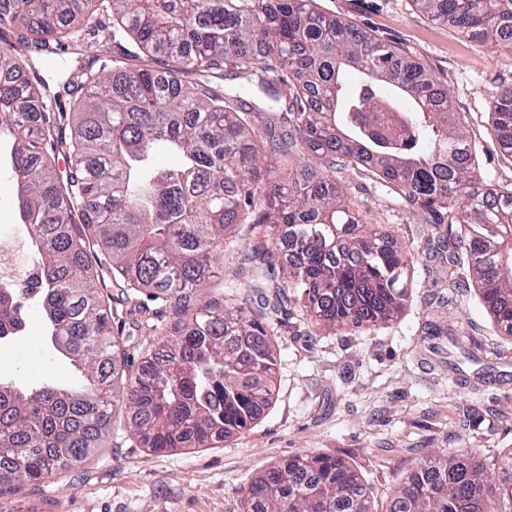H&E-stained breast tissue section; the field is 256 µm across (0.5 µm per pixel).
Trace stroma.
Masks as SVG:
<instances>
[{
    "instance_id": "1",
    "label": "stroma",
    "mask_w": 512,
    "mask_h": 512,
    "mask_svg": "<svg viewBox=\"0 0 512 512\" xmlns=\"http://www.w3.org/2000/svg\"><path fill=\"white\" fill-rule=\"evenodd\" d=\"M366 34L397 43L448 90L478 148L484 180L512 184V164L491 138L490 102L512 90V53L420 15L412 0H318ZM365 222L395 230L416 258L413 298L392 323L320 331L294 317L282 326L271 408L243 434L211 448L154 452L122 430L95 456L45 483L0 497V512H246L253 476L289 457L328 454L360 471L384 502L426 454L480 449L492 461L512 449V343L495 333L475 288H458L445 261L430 259L425 215L410 212L352 172L337 173ZM13 180L0 172V236L32 257L11 206ZM463 330L467 346L435 355L428 329ZM0 376L32 384L78 382L69 362L31 329L0 345Z\"/></svg>"
}]
</instances>
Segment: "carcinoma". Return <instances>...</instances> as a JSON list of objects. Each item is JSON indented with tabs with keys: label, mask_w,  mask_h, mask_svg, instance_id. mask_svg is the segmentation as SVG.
I'll use <instances>...</instances> for the list:
<instances>
[{
	"label": "carcinoma",
	"mask_w": 512,
	"mask_h": 512,
	"mask_svg": "<svg viewBox=\"0 0 512 512\" xmlns=\"http://www.w3.org/2000/svg\"><path fill=\"white\" fill-rule=\"evenodd\" d=\"M413 2L512 51V0ZM75 44L76 79L40 75L42 54ZM226 76L268 101L224 90ZM491 115L512 163V90ZM268 153L303 159L272 181ZM2 167L39 277L0 284V321L14 323L0 341L25 333L34 302L43 337L81 371L71 387L0 380V484L15 491L85 462L119 398L124 428L154 452L242 434L273 403L278 334L295 313L327 329L398 317L414 256L363 222L338 170L431 215L449 275L512 338V191L485 184L446 90L317 0H0ZM110 287L148 327L158 301L176 319L135 370ZM478 452L426 455L380 511L345 459L296 456L252 478L247 512H512V450L494 480Z\"/></svg>",
	"instance_id": "obj_1"
}]
</instances>
